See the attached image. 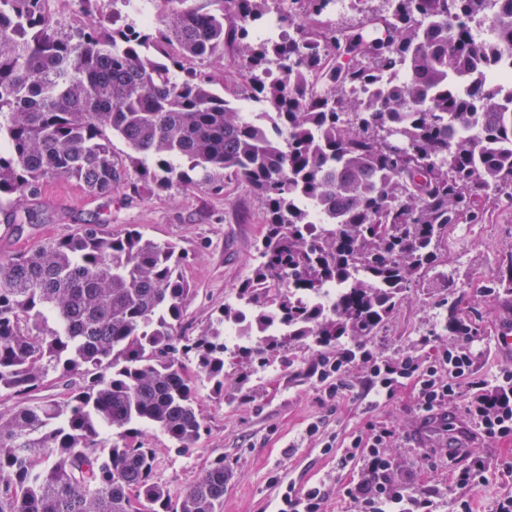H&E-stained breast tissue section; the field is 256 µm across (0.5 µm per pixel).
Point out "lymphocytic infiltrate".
Here are the masks:
<instances>
[{"label":"lymphocytic infiltrate","mask_w":512,"mask_h":512,"mask_svg":"<svg viewBox=\"0 0 512 512\" xmlns=\"http://www.w3.org/2000/svg\"><path fill=\"white\" fill-rule=\"evenodd\" d=\"M358 358L371 364L374 395L392 394L400 380L415 378L422 412L431 414L442 403L461 399L470 420L484 437L512 442V371L499 372L490 381L475 377L465 341L455 340L440 360L423 369L409 356L394 361L378 360L366 350L350 351L337 357V372H345ZM395 435L393 427H378L374 444L369 448L364 447L362 437L351 439L344 460L360 461L364 475L341 487V496L358 512H436L434 493L417 492L406 483L390 480L392 464L380 454L378 446ZM490 468L489 462L477 458L465 467L449 469V488L457 497L460 512H472L467 492L485 483Z\"/></svg>","instance_id":"f902f5d3"}]
</instances>
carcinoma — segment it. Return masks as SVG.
Returning a JSON list of instances; mask_svg holds the SVG:
<instances>
[{
  "label": "carcinoma",
  "mask_w": 512,
  "mask_h": 512,
  "mask_svg": "<svg viewBox=\"0 0 512 512\" xmlns=\"http://www.w3.org/2000/svg\"><path fill=\"white\" fill-rule=\"evenodd\" d=\"M44 2L0 0V207L13 227L37 217L53 179L111 193L125 176L115 137L148 192L220 171L244 181L266 232L235 301L196 337L182 326L184 256L135 228L82 224L0 253V391L18 400L0 417V512H133L134 499L216 512L224 459L174 495L138 426L196 447L205 422L187 364L220 395L228 352L262 361L311 343L324 357L342 336L368 339L436 267L448 228L512 206V85L492 79L512 50V0H351L338 20L330 0H288L275 41L257 31L279 0H155L172 8L150 26L137 0H80L112 11L75 32ZM488 19L485 39L473 25ZM203 62L233 69L274 126L246 121ZM386 68L406 80H383ZM302 199L330 219L311 223ZM331 283L335 300H305ZM479 289L512 296V254ZM246 313L284 333L228 347L225 326ZM445 329L477 335L453 304ZM55 372L70 388L43 401ZM107 429L120 437L108 448Z\"/></svg>",
  "instance_id": "carcinoma-1"
}]
</instances>
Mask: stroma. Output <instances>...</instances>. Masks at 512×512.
Wrapping results in <instances>:
<instances>
[{"instance_id": "1", "label": "stroma", "mask_w": 512, "mask_h": 512, "mask_svg": "<svg viewBox=\"0 0 512 512\" xmlns=\"http://www.w3.org/2000/svg\"><path fill=\"white\" fill-rule=\"evenodd\" d=\"M128 181L105 197L89 196L73 180L59 178L45 187L39 208L45 220L15 233L0 210V252L30 249L39 243L75 231L81 224H98L108 233L137 228L162 243L176 244L186 255L185 275L192 288L183 330L197 336L229 302L239 282L257 258L256 248L265 231L263 205L244 182L221 178L220 189L209 185L173 187L153 195L134 192ZM512 254V207L489 208L484 223L473 225L470 239L454 226L441 247L437 271L428 272L412 286L392 315L365 343L344 337L331 355L358 346L383 359L408 354L427 361L448 344L438 335L439 301L457 302L461 316L478 328L471 345L474 372L492 378L512 370V352L499 351L496 338L512 331V301L502 302L474 293L476 282L496 275L506 255ZM320 352L314 345H296L283 355L274 354L267 366L226 359L224 392L216 394L205 378L194 384L196 407L207 426L196 449L175 450L168 438L148 431L145 440L158 452L156 478L173 493L182 492L209 467L223 458L231 471L219 512H276L287 486L304 490L325 487L329 499L322 512H355L339 496L350 479L361 478L358 463L340 466L341 447L351 436L372 438L374 426H395L399 443L386 446L394 461L393 477L417 490L441 492L439 512H457L455 495H444L448 469L474 458L496 460L511 455L512 443L484 440L470 426L461 404L440 406L429 416L418 409L414 380L395 387L391 397L374 400L369 393L370 363L357 360L342 375L344 396L328 398L323 383L307 377L306 369ZM248 376L246 392H239L240 376ZM447 418L459 438L448 446L438 429ZM318 425L309 434L310 425Z\"/></svg>"}]
</instances>
